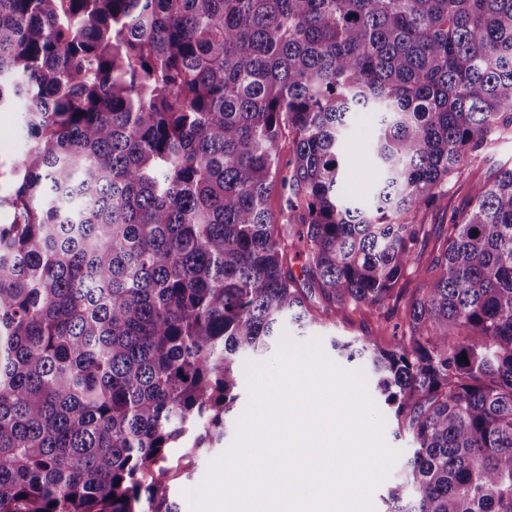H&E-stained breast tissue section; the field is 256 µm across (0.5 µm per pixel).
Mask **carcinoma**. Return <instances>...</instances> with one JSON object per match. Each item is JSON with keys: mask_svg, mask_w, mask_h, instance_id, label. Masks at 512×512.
Masks as SVG:
<instances>
[{"mask_svg": "<svg viewBox=\"0 0 512 512\" xmlns=\"http://www.w3.org/2000/svg\"><path fill=\"white\" fill-rule=\"evenodd\" d=\"M0 111V512H180L242 357L314 296L394 315L419 213L512 127V0H0ZM428 266L391 347L331 343L413 442L384 512H512V168ZM27 147L22 112H0V161L8 164ZM374 132L372 118L366 113L358 114L350 127L348 146L342 162L344 193L359 202L369 200L374 188L369 178L373 158L368 149Z\"/></svg>", "mask_w": 512, "mask_h": 512, "instance_id": "obj_1", "label": "carcinoma"}]
</instances>
